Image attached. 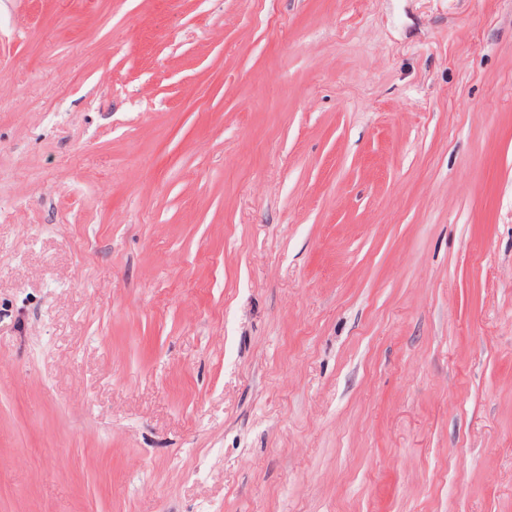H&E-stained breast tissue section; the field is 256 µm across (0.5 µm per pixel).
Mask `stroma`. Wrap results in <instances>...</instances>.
<instances>
[{
  "mask_svg": "<svg viewBox=\"0 0 512 512\" xmlns=\"http://www.w3.org/2000/svg\"><path fill=\"white\" fill-rule=\"evenodd\" d=\"M0 512H512V0H0Z\"/></svg>",
  "mask_w": 512,
  "mask_h": 512,
  "instance_id": "obj_1",
  "label": "stroma"
}]
</instances>
